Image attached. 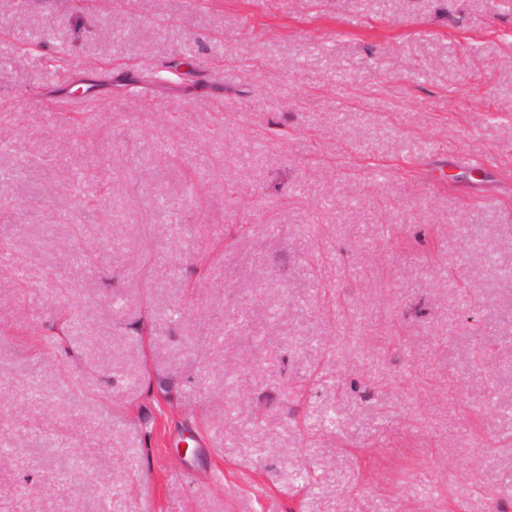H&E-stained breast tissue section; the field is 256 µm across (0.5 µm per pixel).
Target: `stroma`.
I'll list each match as a JSON object with an SVG mask.
<instances>
[{
    "label": "stroma",
    "mask_w": 512,
    "mask_h": 512,
    "mask_svg": "<svg viewBox=\"0 0 512 512\" xmlns=\"http://www.w3.org/2000/svg\"><path fill=\"white\" fill-rule=\"evenodd\" d=\"M0 235V512H512V0H0Z\"/></svg>",
    "instance_id": "obj_1"
}]
</instances>
